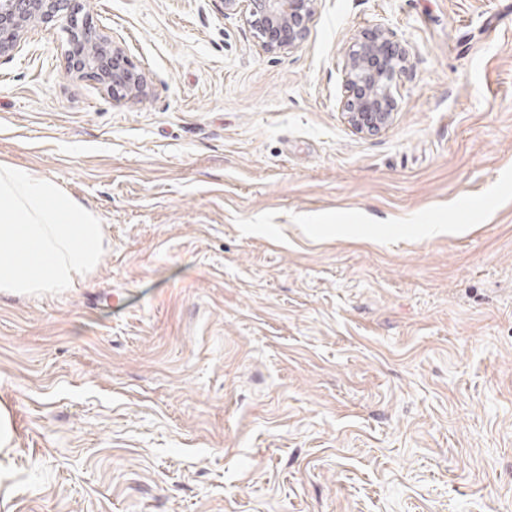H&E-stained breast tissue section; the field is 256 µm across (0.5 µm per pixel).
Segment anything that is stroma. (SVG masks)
<instances>
[{"label":"stroma","instance_id":"35a3bbf8","mask_svg":"<svg viewBox=\"0 0 512 512\" xmlns=\"http://www.w3.org/2000/svg\"><path fill=\"white\" fill-rule=\"evenodd\" d=\"M149 92L0 58V163L95 214L63 293H0V512H512V0H319L264 53L219 0H88ZM409 62L352 132L342 60ZM407 60L405 48L382 26L357 36L345 51L339 109L354 133L377 135L393 124L398 112L393 88Z\"/></svg>","mask_w":512,"mask_h":512}]
</instances>
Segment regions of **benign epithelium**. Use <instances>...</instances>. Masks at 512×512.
Listing matches in <instances>:
<instances>
[{
    "label": "benign epithelium",
    "mask_w": 512,
    "mask_h": 512,
    "mask_svg": "<svg viewBox=\"0 0 512 512\" xmlns=\"http://www.w3.org/2000/svg\"><path fill=\"white\" fill-rule=\"evenodd\" d=\"M224 15L240 14L267 53L293 52L305 39L317 0H219ZM57 20L68 34L69 71L92 72L120 102L147 94L145 73L136 70L123 49L88 21L81 0H0V57L11 56L26 35L45 20ZM405 48L378 26L357 36L345 51L344 95L339 109L350 129L377 135L398 112L393 88L404 70Z\"/></svg>",
    "instance_id": "obj_1"
}]
</instances>
